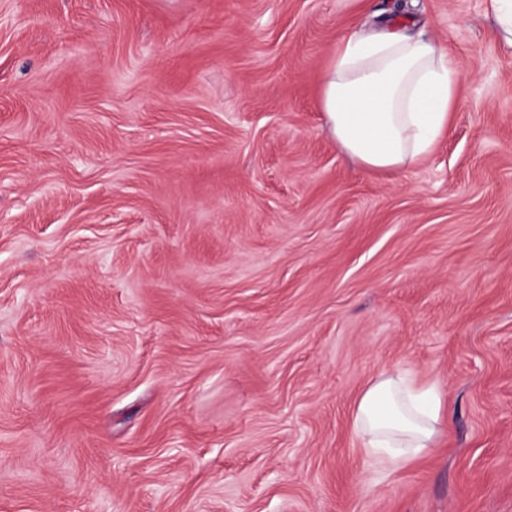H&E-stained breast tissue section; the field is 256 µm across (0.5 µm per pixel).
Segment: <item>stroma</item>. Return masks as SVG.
Returning a JSON list of instances; mask_svg holds the SVG:
<instances>
[{"label": "stroma", "instance_id": "obj_1", "mask_svg": "<svg viewBox=\"0 0 512 512\" xmlns=\"http://www.w3.org/2000/svg\"><path fill=\"white\" fill-rule=\"evenodd\" d=\"M461 74L390 176L319 76L378 14ZM440 382L432 452L351 430ZM0 512H512V46L490 0H0ZM439 382H417L410 370L383 371L361 395L352 431L361 451L389 469L429 453L446 417Z\"/></svg>", "mask_w": 512, "mask_h": 512}]
</instances>
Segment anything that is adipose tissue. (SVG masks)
Listing matches in <instances>:
<instances>
[{
    "label": "adipose tissue",
    "mask_w": 512,
    "mask_h": 512,
    "mask_svg": "<svg viewBox=\"0 0 512 512\" xmlns=\"http://www.w3.org/2000/svg\"><path fill=\"white\" fill-rule=\"evenodd\" d=\"M411 18L345 37L321 78L326 126L363 168L389 173L427 157L448 132L460 75L432 41L409 35ZM439 382L409 370L382 372L361 395L352 431L361 451L388 469L429 453L446 417Z\"/></svg>",
    "instance_id": "1"
}]
</instances>
